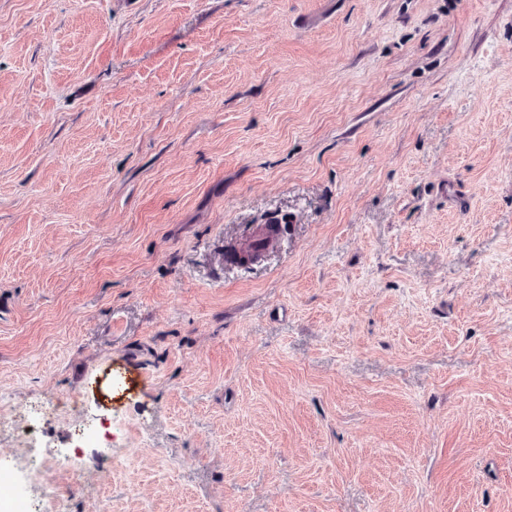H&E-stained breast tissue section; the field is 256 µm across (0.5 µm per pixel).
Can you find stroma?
Listing matches in <instances>:
<instances>
[{
  "label": "stroma",
  "mask_w": 512,
  "mask_h": 512,
  "mask_svg": "<svg viewBox=\"0 0 512 512\" xmlns=\"http://www.w3.org/2000/svg\"><path fill=\"white\" fill-rule=\"evenodd\" d=\"M73 448L60 512H512V0H0L19 512Z\"/></svg>",
  "instance_id": "1"
}]
</instances>
